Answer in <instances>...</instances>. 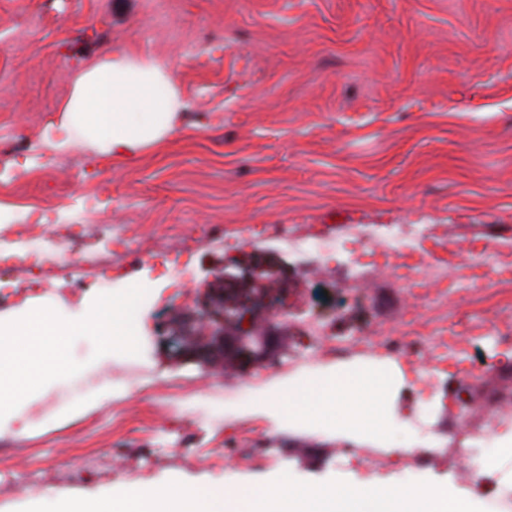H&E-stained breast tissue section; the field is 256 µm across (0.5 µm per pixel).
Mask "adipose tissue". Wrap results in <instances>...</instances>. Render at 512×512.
Masks as SVG:
<instances>
[{
  "mask_svg": "<svg viewBox=\"0 0 512 512\" xmlns=\"http://www.w3.org/2000/svg\"><path fill=\"white\" fill-rule=\"evenodd\" d=\"M185 107L165 60L122 49L75 79L43 140L55 153L89 149L104 159L124 160L164 146ZM421 377V370L388 358L357 359L267 387L242 414L275 430H310L397 454L436 449L444 437L412 430L396 406L400 390Z\"/></svg>",
  "mask_w": 512,
  "mask_h": 512,
  "instance_id": "1",
  "label": "adipose tissue"
}]
</instances>
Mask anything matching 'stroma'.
<instances>
[{"instance_id":"obj_1","label":"stroma","mask_w":512,"mask_h":512,"mask_svg":"<svg viewBox=\"0 0 512 512\" xmlns=\"http://www.w3.org/2000/svg\"><path fill=\"white\" fill-rule=\"evenodd\" d=\"M0 171L23 162L39 143L76 74L120 49L161 56L175 68L188 104L162 148L113 164L89 152L45 155L29 180L0 181V212L53 205L82 224L153 228L163 243L171 227L205 228L190 242L193 266L183 288L170 287L133 244L97 272H47L28 288L6 274L0 317L31 308L79 312L103 291L148 282L140 307L141 353L94 360L86 337L71 346L82 370L30 395L21 435L0 437V464L28 476L17 490L0 481V512L58 495L99 497L133 483L236 487L288 472L304 482L371 478L341 463L346 443L313 433L271 431L240 415L253 391L331 365L321 344L302 335L303 318L335 321L336 336L386 322L405 301L387 278L362 275L348 292L336 275L302 273L268 288L240 290L214 281L223 265L292 263L277 244L258 250L251 231L284 224L289 236L335 232V219L424 224L455 245L492 225L512 237V0H0ZM98 194L96 208L83 206ZM237 238L236 247L224 246ZM108 288H100V281ZM288 305V329L267 361L243 360L234 372L244 388L216 411L201 359L175 356L167 339L199 333L200 296L239 306L226 334L267 317L266 293ZM472 374L447 371L435 390L406 388L402 412L422 431L442 434L448 449L422 451L385 482L432 481L467 491L500 512L499 474L461 473L456 449L489 457L501 428L475 426L494 417L512 426V404L488 396L512 389V344L484 337L469 350ZM127 393L79 416L72 409L102 381ZM469 392L471 412L458 418L453 398Z\"/></svg>"}]
</instances>
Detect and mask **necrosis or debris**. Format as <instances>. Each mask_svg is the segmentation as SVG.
Returning <instances> with one entry per match:
<instances>
[{"mask_svg":"<svg viewBox=\"0 0 512 512\" xmlns=\"http://www.w3.org/2000/svg\"><path fill=\"white\" fill-rule=\"evenodd\" d=\"M13 222L14 230L0 237V274L18 267L33 275L52 268L68 271L70 252L86 238L84 230H64L60 212L43 206L19 211ZM429 240L421 224H393L376 237L347 225L330 237L287 240L286 247L311 259L314 275L333 268L389 271L393 283L417 303L401 308L396 323L367 326L362 336L392 352L429 336L434 340L428 352L432 368L461 366L468 360L469 344L449 303L492 302L490 320L471 322L472 336H483L489 325L503 341L512 340V239L480 238L471 259L453 266L429 247Z\"/></svg>","mask_w":512,"mask_h":512,"instance_id":"obj_1","label":"necrosis or debris"}]
</instances>
